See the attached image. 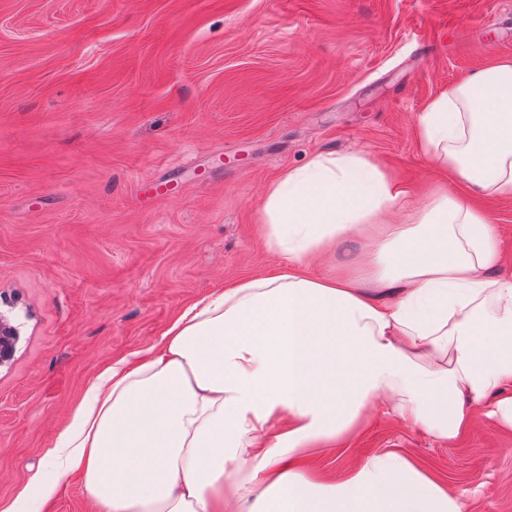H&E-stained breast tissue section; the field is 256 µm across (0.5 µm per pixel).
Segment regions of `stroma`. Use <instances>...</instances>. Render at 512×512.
Returning a JSON list of instances; mask_svg holds the SVG:
<instances>
[{
	"instance_id": "obj_1",
	"label": "stroma",
	"mask_w": 512,
	"mask_h": 512,
	"mask_svg": "<svg viewBox=\"0 0 512 512\" xmlns=\"http://www.w3.org/2000/svg\"><path fill=\"white\" fill-rule=\"evenodd\" d=\"M501 59L512 0H0V295L20 330L0 367V512H96L60 434L108 367L277 268L258 210L284 170L359 153L413 200L456 192L418 116ZM475 204L512 275V199ZM390 451L469 512H512V430L486 418L448 443L379 412L311 466Z\"/></svg>"
}]
</instances>
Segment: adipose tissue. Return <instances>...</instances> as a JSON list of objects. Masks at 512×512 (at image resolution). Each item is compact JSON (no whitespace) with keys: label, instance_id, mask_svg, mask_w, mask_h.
<instances>
[{"label":"adipose tissue","instance_id":"obj_1","mask_svg":"<svg viewBox=\"0 0 512 512\" xmlns=\"http://www.w3.org/2000/svg\"><path fill=\"white\" fill-rule=\"evenodd\" d=\"M418 135L458 193L412 204L360 154L285 170L259 218L277 271L189 308L91 386L61 445L98 512H465L396 452L338 477L309 466L379 411L451 442L481 417L512 429V276L473 203L512 197V60L435 97ZM350 237L355 264L308 274Z\"/></svg>","mask_w":512,"mask_h":512}]
</instances>
